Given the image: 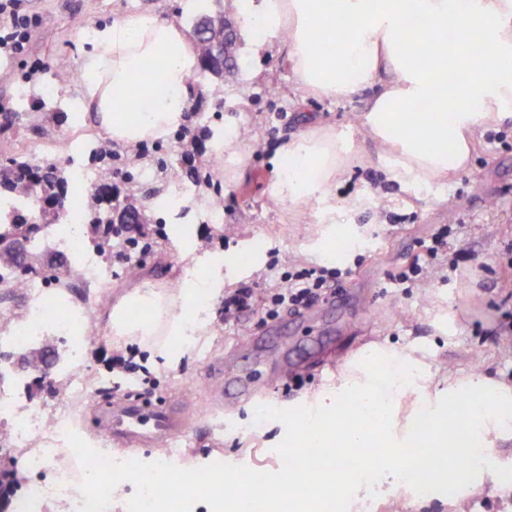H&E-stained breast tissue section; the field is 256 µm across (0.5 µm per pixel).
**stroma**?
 <instances>
[{
  "instance_id": "35a3bbf8",
  "label": "stroma",
  "mask_w": 512,
  "mask_h": 512,
  "mask_svg": "<svg viewBox=\"0 0 512 512\" xmlns=\"http://www.w3.org/2000/svg\"><path fill=\"white\" fill-rule=\"evenodd\" d=\"M219 8L218 0H29L28 11L39 23L24 51L4 56L11 77L0 80V161L17 153L37 162L61 160L79 141L101 137V130L85 120L65 115L79 96V85L50 83L52 77L79 72L91 27L132 12L178 13L189 24ZM236 56L233 73L193 78L194 95L181 130L148 142L142 151L116 142L111 158L83 159L88 167L112 169L114 192L134 197L162 236L136 271L111 259L101 263L99 278L75 272L66 278L71 305L84 307L96 294L105 298L94 313L96 336L82 345L87 393L73 427L95 437L99 406L138 397L148 378L153 400L194 401L190 433L174 464L194 468L220 456L256 471H275L281 466L274 448L284 436L283 425L255 423L252 402L225 411L206 388L214 361L232 357L245 370L294 365L287 379L269 377L260 386L265 404L279 408L335 388L361 351L372 347L415 353L429 364L437 391L447 389L449 378L476 370L512 384V285L504 278L512 265V119L476 140L467 169L448 179L403 185L389 179L378 144L356 124L370 90L338 103L306 96L290 69L282 37L256 54L245 38H238ZM20 85L30 100L22 108L16 102ZM314 124L347 129L354 147L352 164L331 191L337 223L358 232L353 243L341 244L336 259L350 273L334 294V307L322 317L284 314L265 321L253 314L225 324L219 308L226 292L273 288L294 265L323 262L310 247L321 220L318 206L283 203L272 193L284 146ZM223 131L251 142L249 158L232 173L213 163ZM216 198L224 203L218 223L208 215L209 202ZM180 224L191 225L192 240L176 234ZM444 224L451 227V247L472 252L475 264L453 272L439 257L430 260L424 283L391 287L389 275L424 252ZM215 254L226 262L224 283L210 304L212 332L182 349L179 364L156 363L135 342L113 345L108 314L121 295L146 276L157 287L171 289ZM120 354L133 356L136 370L114 369L112 360ZM26 382L34 411H52L69 397L56 366L28 371ZM346 512H448V497H423L413 487L386 484L367 507Z\"/></svg>"
}]
</instances>
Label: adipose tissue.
<instances>
[{
    "instance_id": "adipose-tissue-1",
    "label": "adipose tissue",
    "mask_w": 512,
    "mask_h": 512,
    "mask_svg": "<svg viewBox=\"0 0 512 512\" xmlns=\"http://www.w3.org/2000/svg\"><path fill=\"white\" fill-rule=\"evenodd\" d=\"M239 16L253 44L286 34L288 62L306 95L340 100L378 85L360 125L382 148L392 180L421 183L464 169L477 133L512 115V77L502 70L512 60V0H265L257 12L240 7ZM412 18L443 43L418 65L406 45ZM476 34L485 51L475 61L468 46ZM84 43L79 110L108 138L136 145L184 124L199 58L182 17L129 13L95 27ZM421 103L426 111H418ZM351 160L345 131L305 133L286 146L274 195L293 204L326 200ZM220 284L190 276L170 293L144 283L113 307L110 333L120 343L207 335L208 321L192 311ZM132 308L144 317H130ZM429 380L427 363L384 351L289 417L301 456L288 470L285 512H309L310 487L332 494L352 483L416 484L429 476L474 484L471 469L449 468L448 450L462 440L476 456L492 457L512 440V386L475 372L450 382L447 399H426L421 423L402 418L403 398ZM377 448L388 460L372 471Z\"/></svg>"
}]
</instances>
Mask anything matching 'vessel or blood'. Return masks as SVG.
Instances as JSON below:
<instances>
[{"mask_svg": "<svg viewBox=\"0 0 512 512\" xmlns=\"http://www.w3.org/2000/svg\"><path fill=\"white\" fill-rule=\"evenodd\" d=\"M208 384L212 395L229 409L257 395L252 377L242 376L220 362L212 364ZM189 415V410L181 407L125 400L104 407L95 428L103 435L140 444L172 443L184 436Z\"/></svg>", "mask_w": 512, "mask_h": 512, "instance_id": "b4317fda", "label": "vessel or blood"}]
</instances>
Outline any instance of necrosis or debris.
Returning a JSON list of instances; mask_svg holds the SVG:
<instances>
[{
	"instance_id": "1",
	"label": "necrosis or debris",
	"mask_w": 512,
	"mask_h": 512,
	"mask_svg": "<svg viewBox=\"0 0 512 512\" xmlns=\"http://www.w3.org/2000/svg\"><path fill=\"white\" fill-rule=\"evenodd\" d=\"M44 242L62 254L80 253V266L89 269L97 264V252L81 236L76 222L50 224L45 228ZM17 287L27 297L28 304L20 321L0 327V447L25 450V462L30 473L60 471L54 485L30 482L17 500L14 512H43L47 500H55L67 512H77L84 498L75 483L83 476L79 460L65 461V434L70 429V408L61 406L48 414H34L23 402V380L11 362L12 353L25 346L42 343L56 332L65 331L64 323L55 322L48 310L51 294L49 283L33 275L20 283L13 282L7 268H0V288ZM41 439L42 447H32L33 439Z\"/></svg>"
}]
</instances>
